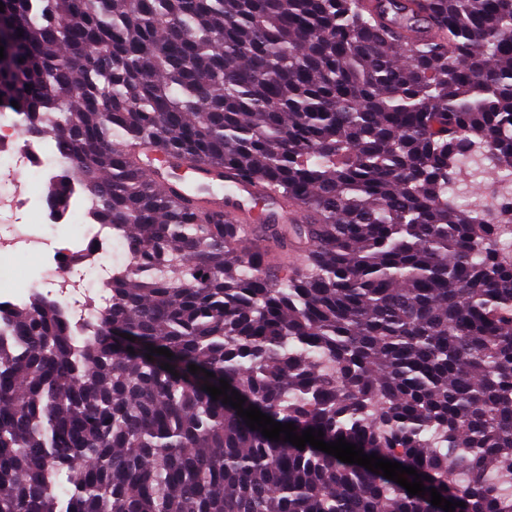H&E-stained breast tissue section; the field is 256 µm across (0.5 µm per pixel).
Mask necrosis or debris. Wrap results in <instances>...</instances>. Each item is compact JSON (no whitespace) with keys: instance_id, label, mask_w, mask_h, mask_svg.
I'll list each match as a JSON object with an SVG mask.
<instances>
[{"instance_id":"obj_1","label":"necrosis or debris","mask_w":512,"mask_h":512,"mask_svg":"<svg viewBox=\"0 0 512 512\" xmlns=\"http://www.w3.org/2000/svg\"><path fill=\"white\" fill-rule=\"evenodd\" d=\"M21 117L14 112L0 114V213H17L26 208L33 197L31 186L52 182L62 175L54 154L40 138H21L17 131ZM26 169L29 181L15 177L17 169ZM95 204L91 199H77L64 210L42 206L41 216L46 224L66 226L75 218L86 221L84 228L47 240L25 235L23 239L0 238V264L9 261L18 243H25L42 255L53 271L44 294L60 306L74 331H81L92 311H101L112 304L108 289L122 263L112 261V249L123 244L121 234L111 225L92 223Z\"/></svg>"}]
</instances>
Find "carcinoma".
I'll return each mask as SVG.
<instances>
[{"instance_id": "obj_1", "label": "carcinoma", "mask_w": 512, "mask_h": 512, "mask_svg": "<svg viewBox=\"0 0 512 512\" xmlns=\"http://www.w3.org/2000/svg\"><path fill=\"white\" fill-rule=\"evenodd\" d=\"M0 2V106L128 242L92 335L42 296L10 315L0 512H444L265 438L204 390L222 379L299 435L416 469L455 512H512V196L476 177L512 174V0ZM158 158L308 222L226 224L159 190Z\"/></svg>"}]
</instances>
